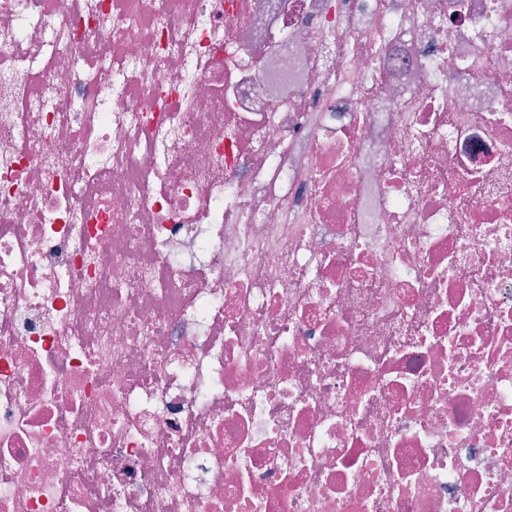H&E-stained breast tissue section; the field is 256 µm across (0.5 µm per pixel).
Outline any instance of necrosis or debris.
Returning a JSON list of instances; mask_svg holds the SVG:
<instances>
[{
	"instance_id": "necrosis-or-debris-1",
	"label": "necrosis or debris",
	"mask_w": 512,
	"mask_h": 512,
	"mask_svg": "<svg viewBox=\"0 0 512 512\" xmlns=\"http://www.w3.org/2000/svg\"><path fill=\"white\" fill-rule=\"evenodd\" d=\"M0 512H512V0H0Z\"/></svg>"
}]
</instances>
